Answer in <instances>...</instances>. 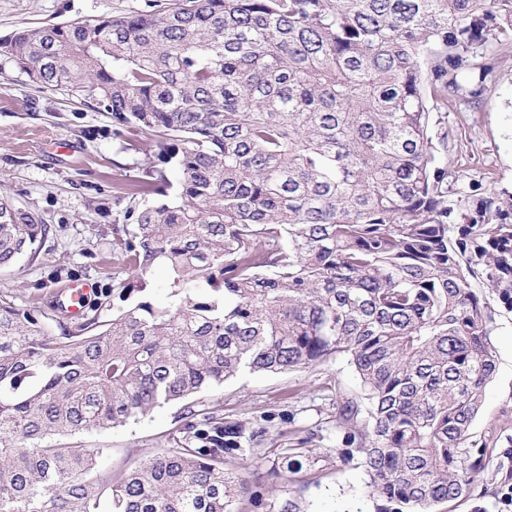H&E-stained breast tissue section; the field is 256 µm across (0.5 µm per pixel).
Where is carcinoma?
I'll use <instances>...</instances> for the list:
<instances>
[{
  "label": "carcinoma",
  "mask_w": 512,
  "mask_h": 512,
  "mask_svg": "<svg viewBox=\"0 0 512 512\" xmlns=\"http://www.w3.org/2000/svg\"><path fill=\"white\" fill-rule=\"evenodd\" d=\"M512 43V0H170L0 41L54 84L156 138L175 162L129 185L114 226L112 318L57 335L38 302L0 297V512H238L264 492L224 464L267 434L188 410L181 440L115 473L108 448L64 442L180 403L237 374L345 355L363 399L336 396L340 456L376 512H432L486 464L471 427L497 368L481 277L512 311V201L448 205L429 100L469 94ZM0 200V267L48 235ZM169 271L170 301L147 291ZM300 448L279 471L302 468Z\"/></svg>",
  "instance_id": "1"
}]
</instances>
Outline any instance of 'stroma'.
Wrapping results in <instances>:
<instances>
[{"label": "stroma", "mask_w": 512, "mask_h": 512, "mask_svg": "<svg viewBox=\"0 0 512 512\" xmlns=\"http://www.w3.org/2000/svg\"><path fill=\"white\" fill-rule=\"evenodd\" d=\"M167 0H0V39L53 23L82 22L162 9ZM495 70L475 105L457 99L432 104L430 124L441 164L454 174L448 199L462 204L474 186L512 197V44L498 47ZM158 148L146 137L115 136L112 116L72 99L65 88L34 85L0 53V196L38 213L49 235L34 252L0 268V296L18 305L50 301L69 280L97 281L96 300L112 288L117 266L112 228L123 221L116 198L126 183L146 177ZM494 314L491 341L497 371L485 390L471 436L487 447V464L466 497L438 504L434 512H495L502 489L512 483V311L482 279L472 281ZM361 397L346 357L281 373H245L192 400L194 410L253 423L271 415L266 458L248 465L250 483L269 487L258 512H279L298 499L303 512H375L366 476L341 462L342 432L336 396ZM184 406L169 404L144 418L81 434L88 448H106L114 471L175 445ZM304 447L307 459L295 481L272 473L281 449Z\"/></svg>", "instance_id": "stroma-1"}]
</instances>
